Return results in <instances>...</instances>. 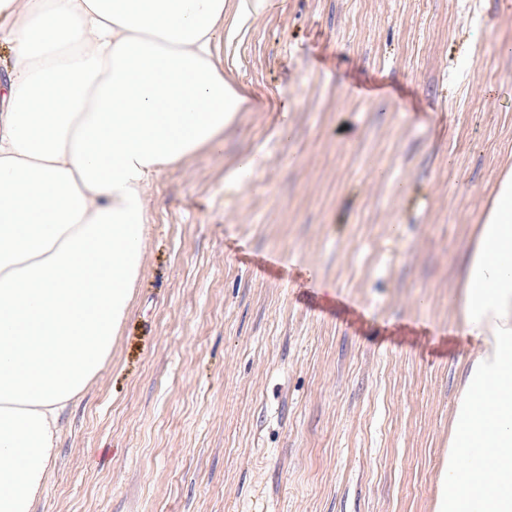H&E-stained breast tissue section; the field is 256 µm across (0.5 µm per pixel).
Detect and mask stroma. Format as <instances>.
Segmentation results:
<instances>
[{
	"label": "stroma",
	"mask_w": 512,
	"mask_h": 512,
	"mask_svg": "<svg viewBox=\"0 0 512 512\" xmlns=\"http://www.w3.org/2000/svg\"><path fill=\"white\" fill-rule=\"evenodd\" d=\"M228 66L251 107L154 185L36 512H433L453 298L512 166V0H274Z\"/></svg>",
	"instance_id": "1"
}]
</instances>
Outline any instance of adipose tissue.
Returning <instances> with one entry per match:
<instances>
[{"mask_svg": "<svg viewBox=\"0 0 512 512\" xmlns=\"http://www.w3.org/2000/svg\"><path fill=\"white\" fill-rule=\"evenodd\" d=\"M271 0H0V512H35L60 416L105 364L147 198L221 151L248 98L221 63ZM434 512H512V169L469 251Z\"/></svg>", "mask_w": 512, "mask_h": 512, "instance_id": "obj_1", "label": "adipose tissue"}]
</instances>
